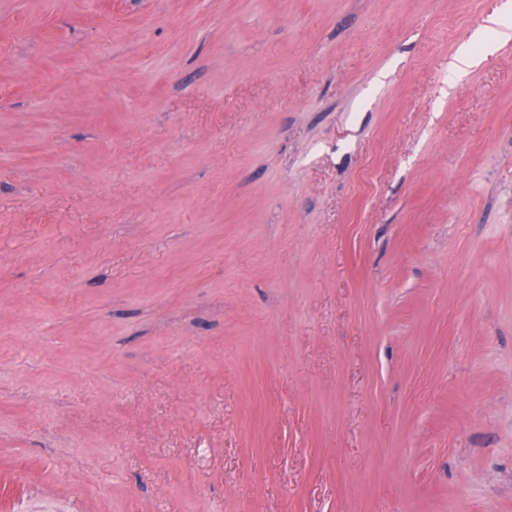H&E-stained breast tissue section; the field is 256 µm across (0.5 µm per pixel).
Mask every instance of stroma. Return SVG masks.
<instances>
[{
    "label": "stroma",
    "mask_w": 512,
    "mask_h": 512,
    "mask_svg": "<svg viewBox=\"0 0 512 512\" xmlns=\"http://www.w3.org/2000/svg\"><path fill=\"white\" fill-rule=\"evenodd\" d=\"M506 7L0 0V512H512Z\"/></svg>",
    "instance_id": "35a3bbf8"
}]
</instances>
